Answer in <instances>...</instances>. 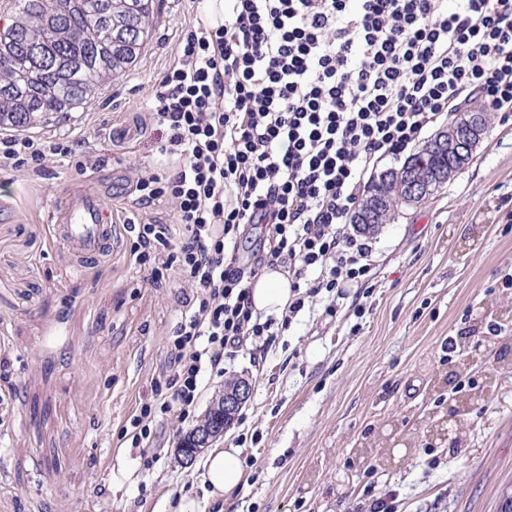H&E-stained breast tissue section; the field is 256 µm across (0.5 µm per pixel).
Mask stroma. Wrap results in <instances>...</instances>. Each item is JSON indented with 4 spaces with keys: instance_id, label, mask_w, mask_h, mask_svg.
<instances>
[{
    "instance_id": "stroma-1",
    "label": "stroma",
    "mask_w": 512,
    "mask_h": 512,
    "mask_svg": "<svg viewBox=\"0 0 512 512\" xmlns=\"http://www.w3.org/2000/svg\"><path fill=\"white\" fill-rule=\"evenodd\" d=\"M194 19L188 0H156L151 39L122 76L45 131L76 141L45 174L0 173V512H166L187 493L203 512L202 458L179 442L226 381L248 379L250 400L219 442L241 451L247 483L235 512H356L368 479L395 490L398 512H500L512 496V121L492 115L469 166L424 205L378 225L371 270L346 295L320 293L272 348L204 373L192 413L158 419V457L144 469L122 434L167 362L178 284L153 283L131 254L124 221L130 177L156 157L159 127L122 143ZM102 163L80 170L85 147ZM117 187L115 244L81 276L42 216L69 188ZM456 341L459 354L444 344ZM463 369L486 396L454 446L432 438ZM403 440L377 447L379 435Z\"/></svg>"
}]
</instances>
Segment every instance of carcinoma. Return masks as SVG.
<instances>
[{
	"label": "carcinoma",
	"instance_id": "obj_1",
	"mask_svg": "<svg viewBox=\"0 0 512 512\" xmlns=\"http://www.w3.org/2000/svg\"><path fill=\"white\" fill-rule=\"evenodd\" d=\"M116 0H14L9 22L0 25V128L26 130L71 112L92 98L99 86L130 68L142 55L152 32L155 0H126V17L142 35L115 28ZM458 162L424 142L404 164L443 169L438 193L471 162ZM401 169H389L371 182L355 214L381 209L379 224L399 217L403 197Z\"/></svg>",
	"mask_w": 512,
	"mask_h": 512
}]
</instances>
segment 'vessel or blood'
<instances>
[{
  "label": "vessel or blood",
  "mask_w": 512,
  "mask_h": 512,
  "mask_svg": "<svg viewBox=\"0 0 512 512\" xmlns=\"http://www.w3.org/2000/svg\"><path fill=\"white\" fill-rule=\"evenodd\" d=\"M46 222L58 244L72 256V274H85L112 251V221L94 189L80 186L61 193L48 210Z\"/></svg>",
  "instance_id": "b4317fda"
}]
</instances>
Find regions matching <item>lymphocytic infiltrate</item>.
<instances>
[{
    "label": "lymphocytic infiltrate",
    "instance_id": "1",
    "mask_svg": "<svg viewBox=\"0 0 512 512\" xmlns=\"http://www.w3.org/2000/svg\"><path fill=\"white\" fill-rule=\"evenodd\" d=\"M198 19L155 82L149 121L176 159L134 174L132 251L154 281H181L168 365L130 420L144 469L157 415L189 418L206 369L271 347L308 298L370 271L372 243L350 224L384 159L400 158L449 113L481 99L512 118V0H228ZM68 138H0V169L71 155ZM287 269L297 294L262 318L250 282Z\"/></svg>",
    "mask_w": 512,
    "mask_h": 512
}]
</instances>
